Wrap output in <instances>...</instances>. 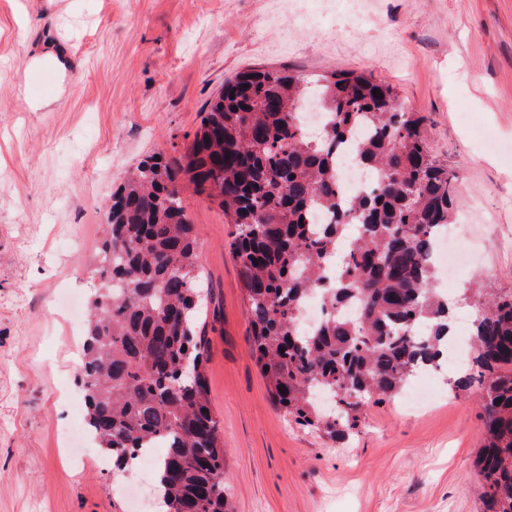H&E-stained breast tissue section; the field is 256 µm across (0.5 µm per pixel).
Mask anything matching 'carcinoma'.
Wrapping results in <instances>:
<instances>
[{"label": "carcinoma", "mask_w": 512, "mask_h": 512, "mask_svg": "<svg viewBox=\"0 0 512 512\" xmlns=\"http://www.w3.org/2000/svg\"><path fill=\"white\" fill-rule=\"evenodd\" d=\"M312 97L328 117L314 137L302 117ZM423 122L366 74L324 76L309 91L299 76L251 70L208 102L185 162L147 156L112 194L79 369L85 425L117 467L162 449L153 478L162 512H231L179 175L232 224L250 343L272 401L341 442L370 402L445 365L450 304L432 257L452 223L454 177L429 154ZM344 144L374 179L366 194L340 190ZM316 211L333 221L313 222ZM346 236L352 250L331 276ZM314 294L324 316L305 334L301 309ZM477 308L474 356L448 385L483 391L480 512H512V292L481 293Z\"/></svg>", "instance_id": "carcinoma-1"}]
</instances>
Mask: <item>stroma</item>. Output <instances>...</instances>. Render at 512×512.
<instances>
[{
  "mask_svg": "<svg viewBox=\"0 0 512 512\" xmlns=\"http://www.w3.org/2000/svg\"><path fill=\"white\" fill-rule=\"evenodd\" d=\"M277 0H0V512H147L142 470L71 469L59 428L82 424L79 323L99 285L103 205L126 171L184 154L226 79L253 69L311 81L364 73L424 118L433 157L456 173L466 275L450 284L512 292V0H365L296 35ZM61 53L59 69L32 62ZM49 100L30 110L24 90ZM199 246L206 372L224 429L233 512H479L473 467L481 395L449 392L407 410L373 404L341 443L288 422L272 403L251 328L231 225L183 193Z\"/></svg>",
  "mask_w": 512,
  "mask_h": 512,
  "instance_id": "35a3bbf8",
  "label": "stroma"
}]
</instances>
